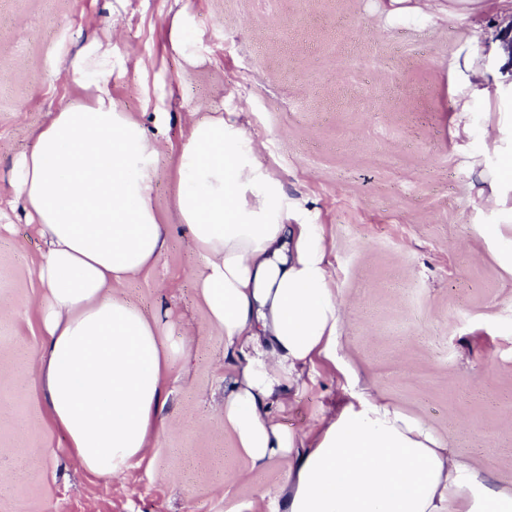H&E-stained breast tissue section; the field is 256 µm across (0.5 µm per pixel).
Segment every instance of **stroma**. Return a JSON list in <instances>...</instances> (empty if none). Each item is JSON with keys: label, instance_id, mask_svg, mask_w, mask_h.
Here are the masks:
<instances>
[{"label": "stroma", "instance_id": "stroma-1", "mask_svg": "<svg viewBox=\"0 0 512 512\" xmlns=\"http://www.w3.org/2000/svg\"><path fill=\"white\" fill-rule=\"evenodd\" d=\"M438 5L449 15L433 22L411 0L397 11L389 0H0V512L273 510L257 493L288 462L252 468L224 424V333L171 209L168 162L196 105L240 113L258 161L323 226L345 306L338 354L351 375L318 367L277 423L305 434L365 388L512 492V269L500 260L512 249V199L501 209L477 196L480 173L502 162L485 130L512 115V94L487 101L470 87L478 73L505 80L496 35L512 13ZM182 12L199 35L191 63L168 38ZM93 36L141 63L113 74L112 97L161 141L155 201L171 225L157 266L117 294L169 341L194 331L153 447L110 477L71 455L32 388L42 243L11 181L32 131L74 98L64 62Z\"/></svg>", "mask_w": 512, "mask_h": 512}]
</instances>
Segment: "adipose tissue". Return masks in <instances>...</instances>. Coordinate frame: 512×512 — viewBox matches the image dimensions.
<instances>
[{"label":"adipose tissue","instance_id":"1","mask_svg":"<svg viewBox=\"0 0 512 512\" xmlns=\"http://www.w3.org/2000/svg\"><path fill=\"white\" fill-rule=\"evenodd\" d=\"M111 45L93 38L65 74L76 99L33 133L12 181L43 242L39 382L52 422L90 472L115 476L143 458L162 427L170 371L186 347L115 295L155 268L167 246L154 199L160 143L110 87ZM238 118L191 120L169 177L172 206L204 259L196 286L224 331V423L252 467L287 459L259 492L276 512H512V494L449 457L430 427L350 394L315 432L274 420L287 390L337 355L343 307L319 225L256 159Z\"/></svg>","mask_w":512,"mask_h":512}]
</instances>
